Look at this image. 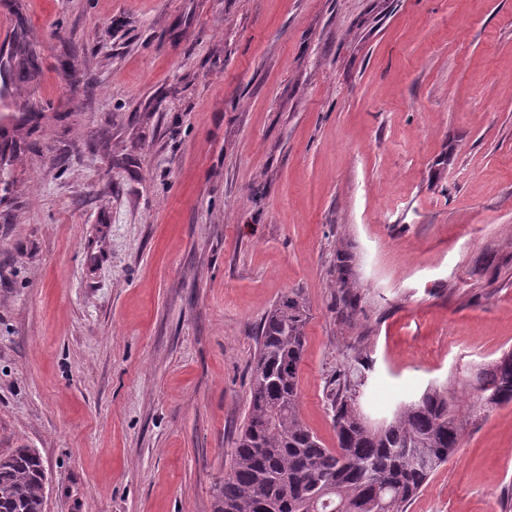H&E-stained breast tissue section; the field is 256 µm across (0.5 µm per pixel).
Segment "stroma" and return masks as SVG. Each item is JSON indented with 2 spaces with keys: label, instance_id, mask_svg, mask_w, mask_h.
<instances>
[{
  "label": "stroma",
  "instance_id": "stroma-1",
  "mask_svg": "<svg viewBox=\"0 0 512 512\" xmlns=\"http://www.w3.org/2000/svg\"><path fill=\"white\" fill-rule=\"evenodd\" d=\"M0 455L45 512H213L256 329L371 420L512 350V0H0ZM348 261L352 307L337 268ZM512 504V404L407 512ZM40 456L16 448L0 456V512H44L46 492Z\"/></svg>",
  "mask_w": 512,
  "mask_h": 512
}]
</instances>
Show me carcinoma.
I'll use <instances>...</instances> for the list:
<instances>
[{
    "mask_svg": "<svg viewBox=\"0 0 512 512\" xmlns=\"http://www.w3.org/2000/svg\"><path fill=\"white\" fill-rule=\"evenodd\" d=\"M308 307L289 291L262 319L250 369L248 414L233 464L213 488L214 512H406L429 477L455 455L470 420L512 403V351L470 379L431 384L380 423L359 399L366 365L331 393L336 447L300 415L299 369ZM40 456H0V512H44Z\"/></svg>",
    "mask_w": 512,
    "mask_h": 512,
    "instance_id": "1",
    "label": "carcinoma"
}]
</instances>
